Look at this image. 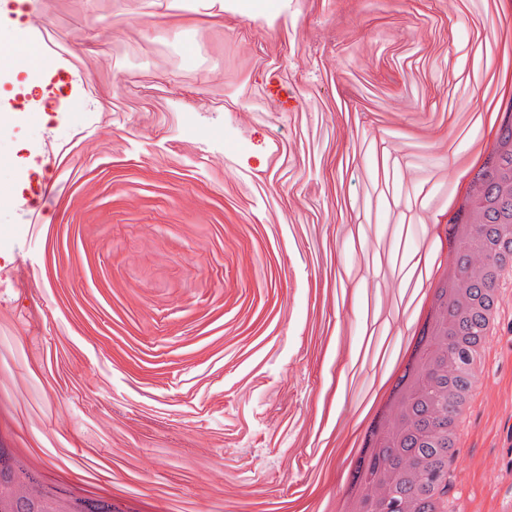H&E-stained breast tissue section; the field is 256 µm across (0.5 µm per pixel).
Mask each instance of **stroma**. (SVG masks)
Listing matches in <instances>:
<instances>
[{
  "label": "stroma",
  "mask_w": 512,
  "mask_h": 512,
  "mask_svg": "<svg viewBox=\"0 0 512 512\" xmlns=\"http://www.w3.org/2000/svg\"><path fill=\"white\" fill-rule=\"evenodd\" d=\"M42 0L85 96L0 46L17 80L0 113V460L70 497V470L112 468L72 512H290L327 498L325 449L358 419L373 364L405 342L374 314H414L424 218L450 227L448 163L512 69L494 0ZM200 113L177 131L169 113ZM79 132L80 180L30 153ZM247 162V173L224 161ZM164 269L172 294L134 287ZM487 349L450 485L451 512H512V287ZM357 356L336 367L337 353Z\"/></svg>",
  "instance_id": "35a3bbf8"
}]
</instances>
